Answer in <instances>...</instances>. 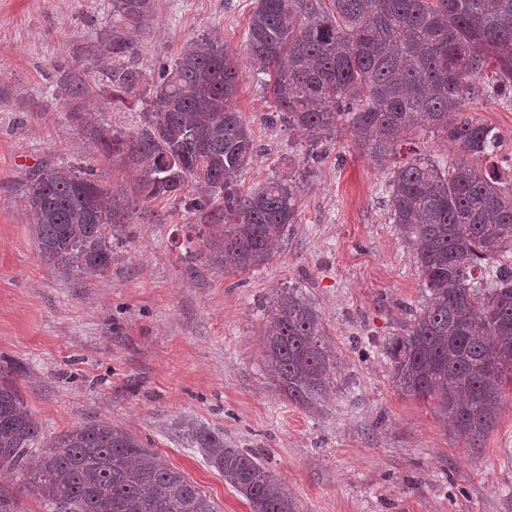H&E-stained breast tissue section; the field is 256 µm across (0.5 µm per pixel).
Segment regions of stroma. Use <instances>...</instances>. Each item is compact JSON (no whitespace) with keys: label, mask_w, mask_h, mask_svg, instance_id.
I'll use <instances>...</instances> for the list:
<instances>
[{"label":"stroma","mask_w":512,"mask_h":512,"mask_svg":"<svg viewBox=\"0 0 512 512\" xmlns=\"http://www.w3.org/2000/svg\"><path fill=\"white\" fill-rule=\"evenodd\" d=\"M134 32L138 66L157 74L185 43L223 41L238 63L233 101L259 149L243 188L292 180L297 219L263 267L228 274L187 251L202 218L184 200L134 204L140 169L105 158L57 104L58 70L92 63L110 23L102 0H0V380L11 382L53 438L91 420L123 427L215 502L246 500L184 434L190 419L256 454L296 512H512V393L494 430L472 448L451 434L434 400L401 394L382 353L424 302L411 249L388 218L386 173L347 134L303 164L296 134L270 124L272 100L243 54L255 0H152ZM113 128L136 133L146 103L83 100ZM501 135L512 164V97L480 93L466 108ZM94 169L125 229L112 264L64 278L30 231L22 185L43 162ZM299 288L319 307L336 347L337 386L319 412L271 386L264 309Z\"/></svg>","instance_id":"stroma-1"}]
</instances>
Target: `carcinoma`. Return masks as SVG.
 I'll return each mask as SVG.
<instances>
[{
	"instance_id": "1",
	"label": "carcinoma",
	"mask_w": 512,
	"mask_h": 512,
	"mask_svg": "<svg viewBox=\"0 0 512 512\" xmlns=\"http://www.w3.org/2000/svg\"><path fill=\"white\" fill-rule=\"evenodd\" d=\"M151 0H109L111 26L93 66L57 82L63 104L99 88L131 107L146 75L128 32L146 24ZM245 55L264 75L270 120L299 132L315 161L345 131L388 170V215L412 249L425 302L384 345L393 379L414 398H434L439 418L476 448L497 425L512 385V178L493 154L500 135L463 114L484 80L512 89V0H257ZM237 63L208 36L188 42L152 84L141 131L116 130L79 108L71 120L92 130L106 157L144 164L136 206L186 198L211 219L209 260L244 274L267 264L296 222L292 185L272 178L244 191L239 176L258 149L239 112ZM421 128L466 157L441 166L401 157ZM42 259L68 274L112 264L122 232L112 194L92 171L47 161L23 184ZM264 359L271 383L305 410L323 406L336 361L316 304L297 288L278 289L265 310ZM187 434L251 512H295L273 473L224 433L191 423ZM18 392L0 383V468L20 469L46 512H218L185 475L133 435L87 422L45 443ZM0 512H26L0 487Z\"/></svg>"
}]
</instances>
